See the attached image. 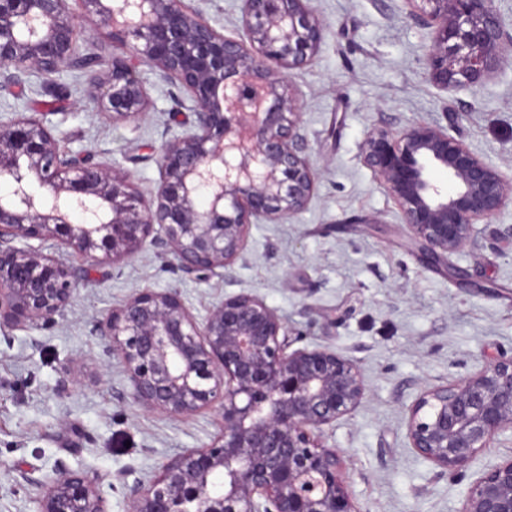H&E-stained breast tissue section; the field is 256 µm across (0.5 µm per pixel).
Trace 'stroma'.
Here are the masks:
<instances>
[{
	"mask_svg": "<svg viewBox=\"0 0 512 512\" xmlns=\"http://www.w3.org/2000/svg\"><path fill=\"white\" fill-rule=\"evenodd\" d=\"M231 38L243 35L241 0H188ZM323 23L311 62L286 72L300 133L318 172L307 207L252 225L230 277L183 272L146 240L134 256L93 262L56 239L35 241L75 270L78 291L36 328L0 327V512H35L34 479L58 467L98 480L108 512H129L125 487L167 460L210 443L217 415L177 418L130 396L123 364L108 358L99 321L143 288L178 290L197 318L225 296L254 293L277 309L299 345H327L363 368L368 394L327 431L346 451L345 477L358 512H459L467 481L436 478L406 446L405 410L428 386L474 372L512 351V204L478 225V244L450 255L459 270L425 265L394 199L361 161L375 127L446 125L479 157L512 177V59L476 87L432 84L424 58L434 32L405 0H309ZM150 105L115 121L89 98L85 75L28 76L0 86V118L37 113L61 147L111 163L143 194L159 182L162 145L191 118L178 84L140 64Z\"/></svg>",
	"mask_w": 512,
	"mask_h": 512,
	"instance_id": "stroma-1",
	"label": "stroma"
}]
</instances>
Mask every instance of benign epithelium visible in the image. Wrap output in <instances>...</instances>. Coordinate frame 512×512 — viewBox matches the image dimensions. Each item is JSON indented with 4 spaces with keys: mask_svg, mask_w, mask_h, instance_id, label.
Masks as SVG:
<instances>
[{
    "mask_svg": "<svg viewBox=\"0 0 512 512\" xmlns=\"http://www.w3.org/2000/svg\"><path fill=\"white\" fill-rule=\"evenodd\" d=\"M83 16L127 56L87 73L93 101L112 120L149 105L144 62L179 84L192 121L161 149L149 198L112 164L63 151L43 118L0 120V326L48 323L77 292L74 269L16 241L52 237L89 260L118 261L151 235L199 278L229 273L250 226L306 207L317 172L298 112L279 74L307 64L323 35L308 0H241L247 42L228 38L185 0H80ZM434 29L425 57L431 83L472 88L512 56L490 0H406ZM82 55L68 0H0V81L52 76ZM362 161L395 200L427 265L477 241L476 225L512 202V179L448 127L371 129ZM106 353L124 365L133 399L180 418L214 409L211 442L126 486L130 512H357L346 458L326 431L362 405L360 365L329 346L292 348L277 310L254 293L224 297L200 321L176 290L142 289L99 321ZM408 447L459 481L476 455L512 434V353L427 387L404 419ZM36 512H108L97 482L59 467L35 480ZM459 512H512V456L469 484Z\"/></svg>",
    "mask_w": 512,
    "mask_h": 512,
    "instance_id": "7a95c632",
    "label": "benign epithelium"
}]
</instances>
